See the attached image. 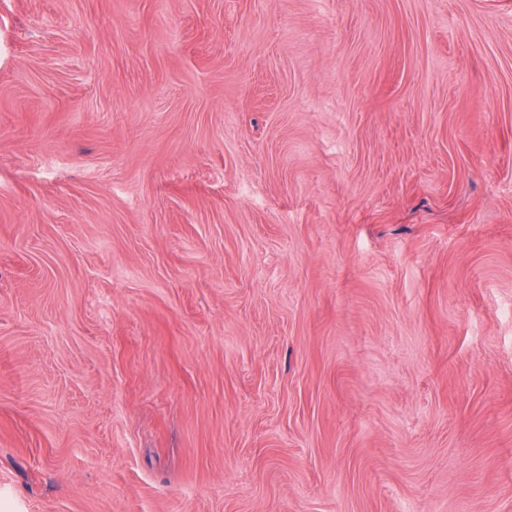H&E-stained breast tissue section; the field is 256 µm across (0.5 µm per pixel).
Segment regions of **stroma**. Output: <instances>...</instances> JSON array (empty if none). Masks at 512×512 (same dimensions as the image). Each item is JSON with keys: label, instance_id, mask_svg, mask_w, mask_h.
<instances>
[{"label": "stroma", "instance_id": "stroma-1", "mask_svg": "<svg viewBox=\"0 0 512 512\" xmlns=\"http://www.w3.org/2000/svg\"><path fill=\"white\" fill-rule=\"evenodd\" d=\"M0 512H512V0H0Z\"/></svg>", "mask_w": 512, "mask_h": 512}]
</instances>
